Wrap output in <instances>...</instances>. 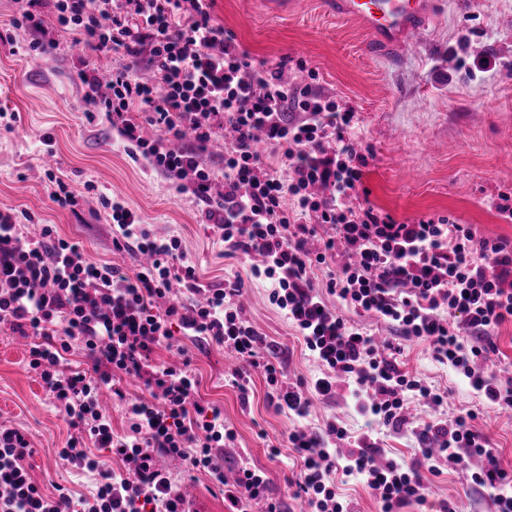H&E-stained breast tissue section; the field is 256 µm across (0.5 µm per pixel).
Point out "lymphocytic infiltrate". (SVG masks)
<instances>
[{
    "instance_id": "1",
    "label": "lymphocytic infiltrate",
    "mask_w": 512,
    "mask_h": 512,
    "mask_svg": "<svg viewBox=\"0 0 512 512\" xmlns=\"http://www.w3.org/2000/svg\"><path fill=\"white\" fill-rule=\"evenodd\" d=\"M212 0H22L14 23L43 49V11L59 27L79 32L85 49L122 57L110 75L112 94H97L95 69L78 70L89 105L103 112L131 154L175 180H188L209 224L229 254L249 259L250 278L268 284V301L284 311L322 372L293 380L270 357L265 336L242 314L243 280L202 289L176 237H162L133 210L113 204V246L147 259L134 274L91 261L78 243L44 225L32 238L12 214L0 212V324L34 337L29 366L38 372L55 408L74 433L60 457L73 468L97 473L91 495L48 494L32 478L33 450L26 435L0 425V512H186V499L156 456L181 459L207 473L224 495L227 512H282L266 478L240 467L224 475V447L235 433L219 408L202 404L198 380L184 368L157 362L156 350L173 346L175 332L224 345L247 363L235 385L248 400L249 368L262 369L276 410L303 419L312 398L331 399L338 382L353 384L359 411L394 430L407 427L411 402L431 411L418 436L420 459L404 466L382 459L377 443L348 435L338 422L288 436L301 465L289 486L306 497L309 512H352L336 475L358 478L378 497L381 512H400L426 497L424 472L442 464L472 468L494 512H512V469L503 467L487 436L472 425L475 411L453 420L437 417L445 393L403 361L400 343L377 344L348 325L345 306L375 316L402 340L425 342L432 357L468 380L481 405L512 410V377L484 367L493 331L512 319V241L476 237L447 217L399 222L370 201H359L365 157L354 134L356 112L334 98L283 82L279 71L252 65L211 14ZM150 70L152 80L138 77ZM141 113L135 123L132 113ZM156 128V140L142 135ZM233 132L224 144V194L213 198L216 174L204 157L219 128ZM178 150H169L170 142ZM273 150L265 158L257 149ZM315 215L312 224L304 223ZM327 269L325 285L315 272ZM203 294L200 303L160 307L173 285ZM335 295L330 307L325 294ZM468 335H460V327ZM80 341L91 371L59 372ZM138 379L144 396L128 400L129 431L115 434L100 395L123 397L124 378ZM108 450L119 472L100 469L93 448Z\"/></svg>"
}]
</instances>
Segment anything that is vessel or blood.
<instances>
[{
	"label": "vessel or blood",
	"instance_id": "b4317fda",
	"mask_svg": "<svg viewBox=\"0 0 512 512\" xmlns=\"http://www.w3.org/2000/svg\"><path fill=\"white\" fill-rule=\"evenodd\" d=\"M444 0H323L326 11L360 24L368 35L367 48L397 60L407 45L422 35L427 21Z\"/></svg>",
	"mask_w": 512,
	"mask_h": 512
}]
</instances>
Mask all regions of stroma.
<instances>
[{"label":"stroma","instance_id":"1","mask_svg":"<svg viewBox=\"0 0 512 512\" xmlns=\"http://www.w3.org/2000/svg\"><path fill=\"white\" fill-rule=\"evenodd\" d=\"M446 2L444 14L430 18L426 40L393 64L369 54L362 28L327 14L322 0H294L285 16L272 13L265 0H213L211 12L254 63L281 65L283 80L292 85L301 71L313 72L312 88L354 108L367 158L363 186L372 204L400 222L447 216L472 225L478 236L512 240V221L496 209L501 194H512V0H475L462 9L455 0ZM17 13L15 0H0V211L13 214L33 236L43 225H55L92 260L131 272L141 258L114 250L112 216L103 202L124 205L157 235L180 240L205 287L246 279L245 314L274 345L284 372L293 379L318 374L301 337L269 303L266 284L248 282L244 259L229 255L202 224L191 192H177L173 180L145 171L103 118L90 117L72 77L83 58L108 72L113 54L83 55L79 33L60 29L50 15L45 28L53 47L30 52L31 34L12 27ZM483 56L496 59L494 70L474 67V59ZM49 170L81 192L77 210L51 200ZM179 343L200 379L199 398L219 406L235 432L224 452L225 473L249 464L264 472L284 512H305L301 499L287 489L297 466L288 443L295 421L270 404L263 375L252 372L250 402L241 404L233 383L239 364L223 347L187 336ZM28 351V338L0 328V424L29 436L34 450L29 470L45 491L60 486L90 493L96 474L65 466L58 456L72 431L28 367ZM405 353L410 370L447 391L448 414L477 404L475 391L435 361L426 344L406 343ZM330 419L352 438L377 440L387 458L409 465L421 457L411 431L369 423L347 384L310 409L312 430ZM474 426L490 439L503 466L512 468V414L487 409ZM274 447L279 456L271 455ZM160 463L188 486L195 512H225L224 497L208 475L187 476L180 461L166 455ZM424 479L426 502L401 512H437L445 501L456 512L492 510L467 470L447 467L438 475L425 473Z\"/></svg>","mask_w":512,"mask_h":512}]
</instances>
